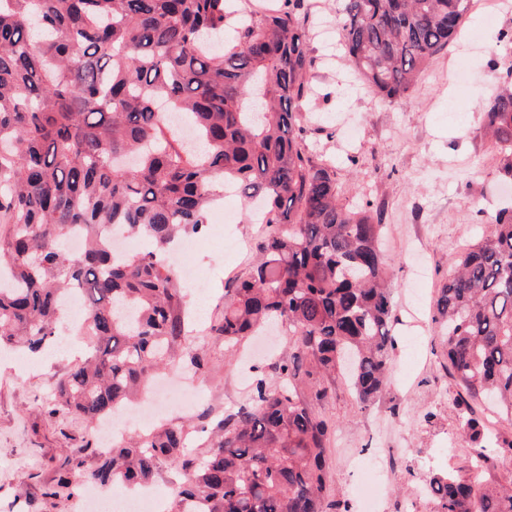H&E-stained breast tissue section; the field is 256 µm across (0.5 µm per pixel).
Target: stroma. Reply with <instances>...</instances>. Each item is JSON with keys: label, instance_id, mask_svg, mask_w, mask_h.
<instances>
[{"label": "stroma", "instance_id": "1", "mask_svg": "<svg viewBox=\"0 0 512 512\" xmlns=\"http://www.w3.org/2000/svg\"><path fill=\"white\" fill-rule=\"evenodd\" d=\"M336 9L310 12L306 33L316 59L311 73L314 95L303 109L308 143L315 153L332 150L340 169V198L359 208L372 203L384 216L383 249L393 267L394 304L399 322L390 383L376 402L360 408L344 375L321 408L332 428L328 464L329 494L354 499L360 472L356 459L375 449L388 451L389 477L382 512H434L422 489L430 474L465 473L470 443L458 428L452 405L456 386L440 368L439 340L432 317L438 290L452 260L466 244L491 232L496 212L512 204V183L500 180L481 115L502 71L512 64V0H502L498 18L479 31V41L465 57L448 53L419 79L409 96L391 104L351 85L350 69L337 62L339 47L324 44L322 33L335 29ZM354 162H347V155ZM224 204L237 221L224 237L193 251L186 260L212 283L209 298L185 294L187 311L204 315L224 309L226 264L237 275L256 261L258 227L244 215V199L235 194ZM75 348L28 371L0 358V512H83L82 496L46 498L44 492L65 455L77 453L89 426L80 416L48 415L45 401L66 364L82 357ZM256 340L230 349L207 341L215 373L201 379L202 401L169 415V422L192 423L202 406L228 409L245 403L237 387L240 374L272 376L274 359L289 356L294 344L278 337L273 355L257 352ZM440 408L438 419L422 424L423 413ZM493 452L486 478L493 485L512 484V421L487 416Z\"/></svg>", "mask_w": 512, "mask_h": 512}]
</instances>
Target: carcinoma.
Wrapping results in <instances>:
<instances>
[{"instance_id":"1","label":"carcinoma","mask_w":512,"mask_h":512,"mask_svg":"<svg viewBox=\"0 0 512 512\" xmlns=\"http://www.w3.org/2000/svg\"><path fill=\"white\" fill-rule=\"evenodd\" d=\"M470 0H342L345 57L374 95H409L448 51ZM308 0H279L247 19L227 0H0V350L48 352L62 299L77 291L92 344L47 401L94 423L131 403L163 370H211L183 314L182 281L165 254L202 235L224 189L263 195L259 261L231 281L207 333L234 348L283 324L295 351L277 382L198 429L163 423L102 453L71 455L45 492L77 484L146 485L164 462L184 479L179 512H350L326 494L330 427L319 408L347 370L361 408L387 388L396 345L391 269L370 206L341 203L336 164L311 155L301 125L314 64L301 23ZM186 115L201 151L169 125ZM497 170L512 182V66L482 114ZM466 245L439 290L435 324L461 403L489 399L512 417V206ZM150 240L127 256L111 230ZM79 228L85 248L65 242ZM465 475L429 478L436 512H512V486L488 488L482 417L463 413Z\"/></svg>"}]
</instances>
